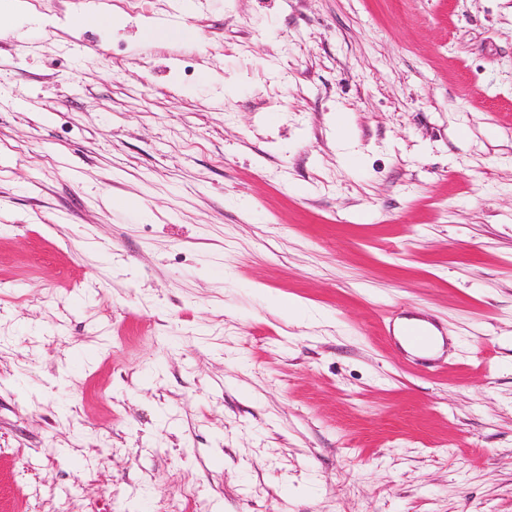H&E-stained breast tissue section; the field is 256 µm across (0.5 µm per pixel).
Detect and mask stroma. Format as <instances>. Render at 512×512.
<instances>
[{
    "instance_id": "1",
    "label": "stroma",
    "mask_w": 512,
    "mask_h": 512,
    "mask_svg": "<svg viewBox=\"0 0 512 512\" xmlns=\"http://www.w3.org/2000/svg\"><path fill=\"white\" fill-rule=\"evenodd\" d=\"M24 3L0 512H512V0ZM400 336L405 344L415 351H425L434 342L431 330L419 320H409L400 327Z\"/></svg>"
}]
</instances>
